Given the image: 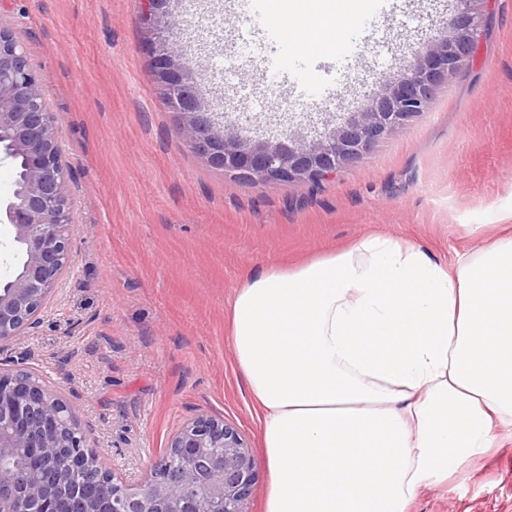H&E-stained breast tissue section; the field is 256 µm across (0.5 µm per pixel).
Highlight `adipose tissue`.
Returning <instances> with one entry per match:
<instances>
[{"label":"adipose tissue","mask_w":512,"mask_h":512,"mask_svg":"<svg viewBox=\"0 0 512 512\" xmlns=\"http://www.w3.org/2000/svg\"><path fill=\"white\" fill-rule=\"evenodd\" d=\"M265 512H406L512 419V231L453 261L370 234L254 268L228 306Z\"/></svg>","instance_id":"adipose-tissue-1"}]
</instances>
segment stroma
Segmentation results:
<instances>
[{
  "instance_id": "stroma-1",
  "label": "stroma",
  "mask_w": 512,
  "mask_h": 512,
  "mask_svg": "<svg viewBox=\"0 0 512 512\" xmlns=\"http://www.w3.org/2000/svg\"><path fill=\"white\" fill-rule=\"evenodd\" d=\"M306 33L268 9L226 12L225 0H170L179 45L206 107L225 124L251 118L265 141L333 129L400 77L420 43L443 36L456 0L379 10L359 0L365 38L339 61L345 26L333 0H305ZM144 0H0V23L46 79L70 168L73 262L28 335L0 349L73 402L93 453L140 481L169 437L199 414L224 417L253 446L251 512H264L268 470L260 411L237 369L227 307L257 266L298 264L369 233L421 245L431 257L475 251L512 224V0H491L473 68L441 85L428 112L396 128L320 186H255L208 167L183 143L142 47ZM277 25L328 57L310 69L270 55L244 30ZM290 72L294 83L278 79ZM407 512H512V429L500 445L423 489Z\"/></svg>"
}]
</instances>
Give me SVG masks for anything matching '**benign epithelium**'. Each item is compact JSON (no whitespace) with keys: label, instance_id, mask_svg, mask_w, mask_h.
<instances>
[{"label":"benign epithelium","instance_id":"benign-epithelium-1","mask_svg":"<svg viewBox=\"0 0 512 512\" xmlns=\"http://www.w3.org/2000/svg\"><path fill=\"white\" fill-rule=\"evenodd\" d=\"M457 2L443 38L416 50L407 71L385 82L364 111L315 140L290 146L228 133L205 111L176 48L178 27L162 12L165 0H146L144 47L183 142L207 166L255 186L317 184L428 111L436 89L473 65L488 0ZM56 124L45 78L0 23V142L7 141L5 157L20 155L27 167L25 182L0 206V220L13 227L22 254L21 267L0 289V346L38 327L72 265L75 216ZM69 472L82 474V483H70ZM257 477L245 435L222 417L198 415L170 437L146 478L126 485L88 449L68 397L0 362V512H250Z\"/></svg>","mask_w":512,"mask_h":512}]
</instances>
